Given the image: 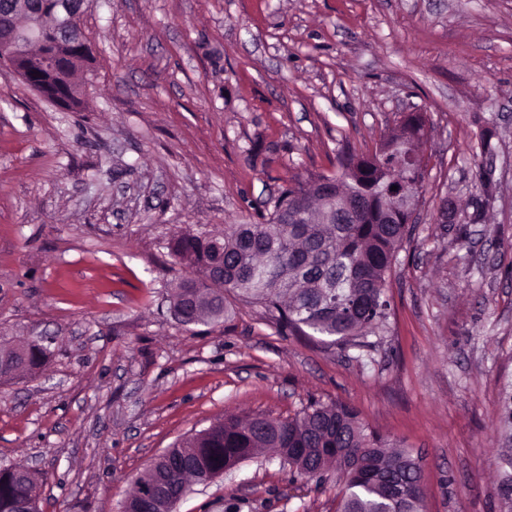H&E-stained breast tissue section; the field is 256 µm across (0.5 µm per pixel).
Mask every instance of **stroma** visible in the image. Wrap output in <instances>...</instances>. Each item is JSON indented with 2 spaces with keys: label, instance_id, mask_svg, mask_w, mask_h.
Returning a JSON list of instances; mask_svg holds the SVG:
<instances>
[{
  "label": "stroma",
  "instance_id": "obj_1",
  "mask_svg": "<svg viewBox=\"0 0 512 512\" xmlns=\"http://www.w3.org/2000/svg\"><path fill=\"white\" fill-rule=\"evenodd\" d=\"M84 34L81 111L0 66V337L52 339L41 370L0 379V467L30 468L55 512H120L225 417L343 403L421 454L424 512H507L512 0H88ZM413 110L425 191L373 348L280 332L231 293L218 323L173 318L180 233L262 222ZM338 492L267 449L175 512H336Z\"/></svg>",
  "mask_w": 512,
  "mask_h": 512
}]
</instances>
